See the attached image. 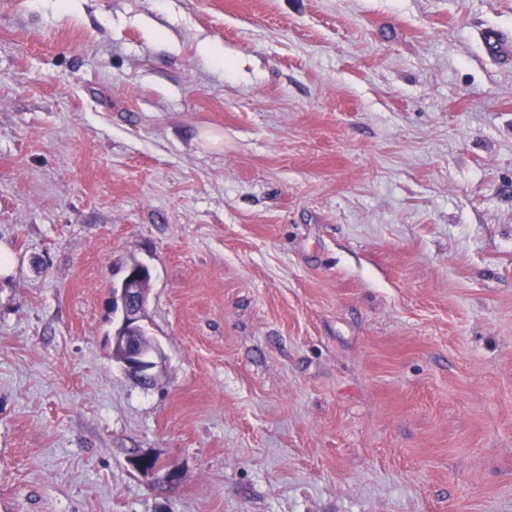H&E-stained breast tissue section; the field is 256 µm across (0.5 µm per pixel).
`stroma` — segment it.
<instances>
[{"mask_svg": "<svg viewBox=\"0 0 512 512\" xmlns=\"http://www.w3.org/2000/svg\"><path fill=\"white\" fill-rule=\"evenodd\" d=\"M0 243V512H512V0H0ZM145 268L151 269L142 263L131 264L126 267L119 284L112 286V308L120 311L121 323L112 337L113 355L122 364L128 375L142 384L153 382L150 347L139 346L131 339L133 332L142 320V314L147 302L148 287L145 283Z\"/></svg>", "mask_w": 512, "mask_h": 512, "instance_id": "stroma-1", "label": "stroma"}]
</instances>
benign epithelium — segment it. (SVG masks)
<instances>
[{
  "instance_id": "obj_1",
  "label": "benign epithelium",
  "mask_w": 512,
  "mask_h": 512,
  "mask_svg": "<svg viewBox=\"0 0 512 512\" xmlns=\"http://www.w3.org/2000/svg\"><path fill=\"white\" fill-rule=\"evenodd\" d=\"M145 268L142 263L127 266L119 284L112 286V308L121 313V323L112 337V346L114 357L127 374L142 384H149L154 380L150 350L131 339V332L142 320L147 302Z\"/></svg>"
}]
</instances>
